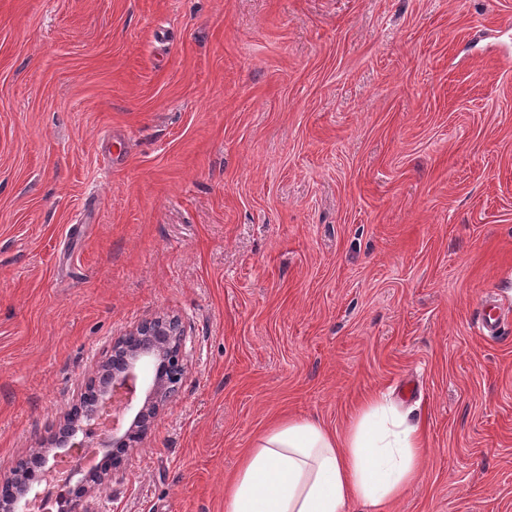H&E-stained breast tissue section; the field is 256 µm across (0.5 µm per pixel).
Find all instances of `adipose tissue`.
Returning <instances> with one entry per match:
<instances>
[{
	"label": "adipose tissue",
	"instance_id": "ef3b65f1",
	"mask_svg": "<svg viewBox=\"0 0 512 512\" xmlns=\"http://www.w3.org/2000/svg\"><path fill=\"white\" fill-rule=\"evenodd\" d=\"M425 432L384 396L363 402L344 435L317 419L268 426L224 490V512H345L358 500L379 512L403 497L426 460Z\"/></svg>",
	"mask_w": 512,
	"mask_h": 512
}]
</instances>
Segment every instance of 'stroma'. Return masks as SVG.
Returning <instances> with one entry per match:
<instances>
[{
    "label": "stroma",
    "instance_id": "35a3bbf8",
    "mask_svg": "<svg viewBox=\"0 0 512 512\" xmlns=\"http://www.w3.org/2000/svg\"><path fill=\"white\" fill-rule=\"evenodd\" d=\"M512 0H0V474L112 344L187 372L97 512H224L272 421L425 431L392 512H512ZM509 314L496 301H486L477 317V326L484 336H498Z\"/></svg>",
    "mask_w": 512,
    "mask_h": 512
}]
</instances>
